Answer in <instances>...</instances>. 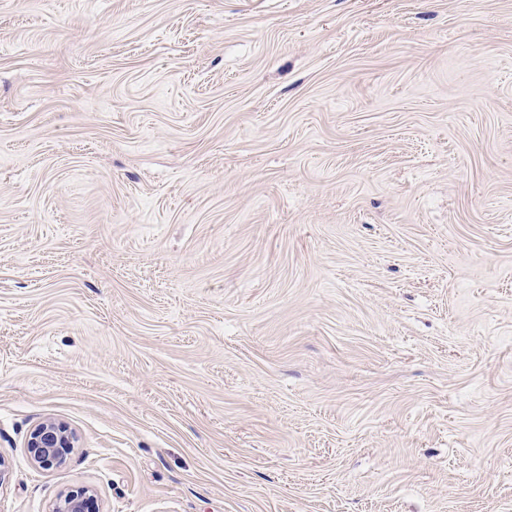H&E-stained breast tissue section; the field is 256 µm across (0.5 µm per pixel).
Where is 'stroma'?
Returning <instances> with one entry per match:
<instances>
[{
  "mask_svg": "<svg viewBox=\"0 0 512 512\" xmlns=\"http://www.w3.org/2000/svg\"><path fill=\"white\" fill-rule=\"evenodd\" d=\"M0 457V512H512V0H0ZM27 448L35 464L51 468L61 464L74 448V436L65 425L47 419L31 431ZM53 512H99L97 500L91 490L79 488L68 492L55 505Z\"/></svg>",
  "mask_w": 512,
  "mask_h": 512,
  "instance_id": "35a3bbf8",
  "label": "stroma"
}]
</instances>
